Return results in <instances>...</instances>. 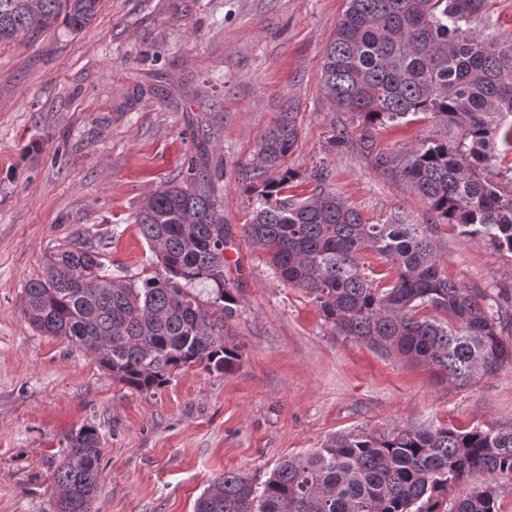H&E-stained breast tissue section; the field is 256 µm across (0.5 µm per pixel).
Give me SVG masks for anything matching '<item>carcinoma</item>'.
I'll use <instances>...</instances> for the list:
<instances>
[{"mask_svg": "<svg viewBox=\"0 0 512 512\" xmlns=\"http://www.w3.org/2000/svg\"><path fill=\"white\" fill-rule=\"evenodd\" d=\"M103 0H0V42L91 24ZM488 0H348L323 52L322 89L362 118L364 140L385 126L431 115L439 134L391 158L435 223L475 244L512 254V40L472 27ZM298 140L285 112L261 139L253 171L262 181L243 235L275 277L305 291L343 336L434 368L457 388L512 364L503 339L508 313L448 277L432 238L399 218L369 224L314 175L306 196L290 193L284 164ZM186 183L150 192L134 212L157 260L140 281L114 277L104 245L83 233L46 258L23 289V315L41 336L91 353L119 382L146 394L178 371L229 372L241 363L229 322L239 288L226 278L227 230L211 178L191 166ZM388 266L378 276L366 261ZM93 425L67 439L53 472V512H93L102 470ZM483 473L450 512H499L494 484L512 480V430L407 424L383 434L336 433L282 459L256 482L227 471L195 512H438L437 496Z\"/></svg>", "mask_w": 512, "mask_h": 512, "instance_id": "1", "label": "carcinoma"}]
</instances>
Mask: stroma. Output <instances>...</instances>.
Returning a JSON list of instances; mask_svg holds the SVG:
<instances>
[{
    "instance_id": "stroma-1",
    "label": "stroma",
    "mask_w": 512,
    "mask_h": 512,
    "mask_svg": "<svg viewBox=\"0 0 512 512\" xmlns=\"http://www.w3.org/2000/svg\"><path fill=\"white\" fill-rule=\"evenodd\" d=\"M347 0H104L82 31L0 43V512H51L71 433L95 425L94 512H194L216 477L264 480L339 432L407 423L512 430V365L459 389L397 352L342 336L282 285L243 235L256 201L242 175L294 108L286 165L300 189L329 184L372 224H427L449 277L512 312V255L428 224L419 196L379 154L435 135L432 118L375 131L322 90L321 59ZM223 168L226 275L240 290L230 372L179 371L157 394L113 380L90 353L38 335L23 288L55 248L90 232L116 277L156 259L132 214L189 163Z\"/></svg>"
}]
</instances>
